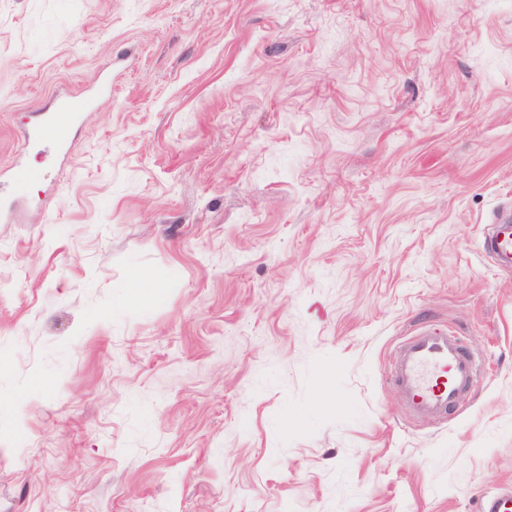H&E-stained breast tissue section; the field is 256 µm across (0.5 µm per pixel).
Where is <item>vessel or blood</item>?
<instances>
[{"mask_svg": "<svg viewBox=\"0 0 512 512\" xmlns=\"http://www.w3.org/2000/svg\"><path fill=\"white\" fill-rule=\"evenodd\" d=\"M90 107L81 96L61 101L57 111L42 113L29 134L37 140L53 141L58 151H66L77 118ZM41 168L18 162L9 170L13 187L23 188L43 179ZM486 253L501 268H512V225L491 227ZM390 375L413 417L443 420L459 409L477 381L476 364L453 331L424 329L403 339L389 359Z\"/></svg>", "mask_w": 512, "mask_h": 512, "instance_id": "b4317fda", "label": "vessel or blood"}]
</instances>
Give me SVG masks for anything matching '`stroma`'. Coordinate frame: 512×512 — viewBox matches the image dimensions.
<instances>
[{
  "label": "stroma",
  "instance_id": "stroma-1",
  "mask_svg": "<svg viewBox=\"0 0 512 512\" xmlns=\"http://www.w3.org/2000/svg\"><path fill=\"white\" fill-rule=\"evenodd\" d=\"M112 83L70 161L24 134ZM0 512H478L512 489V0H0ZM152 273L138 295L132 270ZM480 364L417 421L419 326ZM8 178L13 187L25 188L29 184L44 179V172L39 167L28 163L17 162L9 169ZM486 253L501 268H512V225L492 224ZM389 367L411 415L434 421L459 409L478 378L462 336L450 330L423 329L406 337L390 354Z\"/></svg>",
  "mask_w": 512,
  "mask_h": 512
}]
</instances>
